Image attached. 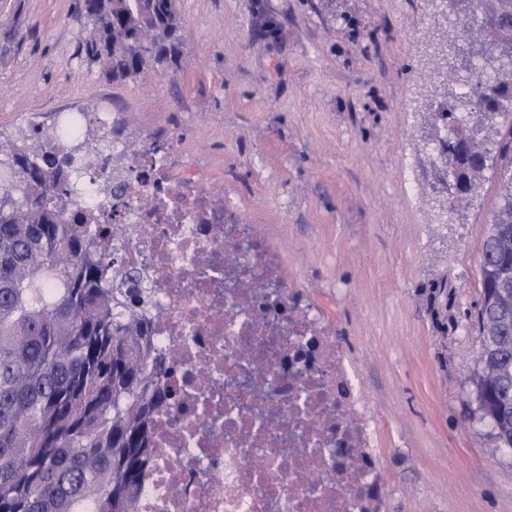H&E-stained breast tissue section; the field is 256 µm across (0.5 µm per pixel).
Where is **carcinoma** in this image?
Here are the masks:
<instances>
[{
	"mask_svg": "<svg viewBox=\"0 0 512 512\" xmlns=\"http://www.w3.org/2000/svg\"><path fill=\"white\" fill-rule=\"evenodd\" d=\"M456 19L484 20L486 81L512 99V0H464ZM85 53L116 81L175 72L186 34L176 0H80ZM512 118L477 97L450 95L439 163L476 186L498 163L501 199L481 247L482 348L469 378L495 448H512V121L497 154L470 169L458 143ZM55 137L0 144V512H134L157 410L175 401L173 366L148 344L149 291L92 217L68 211L71 188Z\"/></svg>",
	"mask_w": 512,
	"mask_h": 512,
	"instance_id": "cac0c4a2",
	"label": "carcinoma"
}]
</instances>
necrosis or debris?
I'll list each match as a JSON object with an SVG mask.
<instances>
[{"mask_svg": "<svg viewBox=\"0 0 512 512\" xmlns=\"http://www.w3.org/2000/svg\"><path fill=\"white\" fill-rule=\"evenodd\" d=\"M113 164L83 166L76 200L153 291L151 340L180 367L155 418L135 512H383L374 430L334 326L223 191L129 150L105 110L47 113ZM127 190L110 192L113 176Z\"/></svg>", "mask_w": 512, "mask_h": 512, "instance_id": "1", "label": "necrosis or debris"}]
</instances>
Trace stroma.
Instances as JSON below:
<instances>
[{
  "label": "stroma",
  "instance_id": "35a3bbf8",
  "mask_svg": "<svg viewBox=\"0 0 512 512\" xmlns=\"http://www.w3.org/2000/svg\"><path fill=\"white\" fill-rule=\"evenodd\" d=\"M79 0H0V139L72 102L208 174L335 323L375 427L385 512H512V451L471 414L481 246L500 179L449 206L441 0H177L176 73L110 79Z\"/></svg>",
  "mask_w": 512,
  "mask_h": 512
}]
</instances>
